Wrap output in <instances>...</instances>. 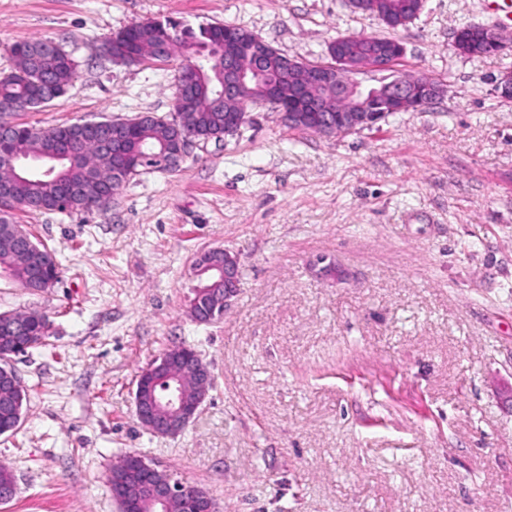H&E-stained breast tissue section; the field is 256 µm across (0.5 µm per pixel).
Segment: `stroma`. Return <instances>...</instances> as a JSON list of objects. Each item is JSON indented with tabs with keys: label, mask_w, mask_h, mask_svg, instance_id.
<instances>
[{
	"label": "stroma",
	"mask_w": 512,
	"mask_h": 512,
	"mask_svg": "<svg viewBox=\"0 0 512 512\" xmlns=\"http://www.w3.org/2000/svg\"><path fill=\"white\" fill-rule=\"evenodd\" d=\"M146 18L238 26L304 62L339 36L389 35L405 48L396 72L443 92L338 136L254 104L237 135L142 172L107 210L15 209L61 277L35 294L0 279V313L52 321L47 346L13 361L29 402L0 436L17 481L0 512H118L105 477L130 451L220 512H512V99L494 87L512 52L453 46L498 16L426 0L391 31L347 0H0V71L13 43L48 38L78 72L12 123L172 117L173 66L101 52ZM216 247L240 283L203 325L194 263ZM182 343L212 386L181 433L156 435L135 416L136 382Z\"/></svg>",
	"instance_id": "stroma-1"
}]
</instances>
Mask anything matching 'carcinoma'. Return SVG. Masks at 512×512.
<instances>
[{
  "label": "carcinoma",
  "mask_w": 512,
  "mask_h": 512,
  "mask_svg": "<svg viewBox=\"0 0 512 512\" xmlns=\"http://www.w3.org/2000/svg\"><path fill=\"white\" fill-rule=\"evenodd\" d=\"M408 0H375L376 15L391 29L405 26L400 17L405 15ZM217 26H201L194 30L172 21L142 20L115 32L125 36L127 55L121 56L125 65H141L146 61H162L175 64V71L195 64L198 70L194 87L186 94L174 92V117L163 119L144 116L129 133L123 150L130 157L146 159V167L152 168L166 158V153L175 139L194 136H222L224 126L238 120L246 122L250 104H273V98L288 100L292 87L304 81L303 70L297 69L286 75L279 72L280 63L286 56L275 57L268 73L261 78H250L245 90L225 98L224 57L216 55L211 46L216 42ZM394 42L389 37L349 39L341 43L340 53L357 68L366 65L369 57ZM13 67L0 72V102L8 103L13 111L39 108L63 96L76 76V64L57 43L49 39H31L14 43L10 47ZM309 97L320 103L327 112L349 106L348 100L336 96V91L319 84L308 85ZM0 112V153L13 155V165L0 163V183L9 187L14 203L0 207V275H5L13 284L31 292L43 291L59 280L57 263L46 264L40 253L47 251L42 243H34L27 249L12 241L15 224L9 212L21 205L35 212L100 211L107 207L101 200V183L96 178H112L114 163L112 156L92 136H79L80 123H66L48 128L14 125L4 119ZM72 140V148L79 154L74 163H61L54 167L43 162L57 142ZM198 288L194 298L214 309L212 320L224 316L220 298L223 283L204 269H197ZM13 320L25 326L22 333L0 329V355L11 356L15 337L22 335L31 343L32 351L46 345L49 337V317L37 310L13 311ZM169 370L166 379L157 383L156 390L148 391L144 397L153 400L161 393L168 380L178 381L181 391L190 398L200 394L199 384L193 372L181 365L178 350L167 352ZM29 395L27 389L16 392L6 375L0 376V435L17 431L14 418L24 414ZM124 461L114 465L106 484L114 486L121 482L125 492L138 498L137 512H158L137 485L135 479L123 470ZM16 478L13 472L0 466V494L15 497Z\"/></svg>",
  "instance_id": "1"
}]
</instances>
